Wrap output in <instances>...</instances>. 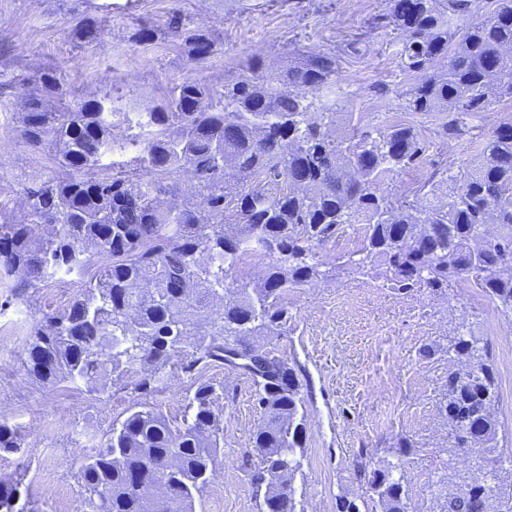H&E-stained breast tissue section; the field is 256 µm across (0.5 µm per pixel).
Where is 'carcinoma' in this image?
I'll return each mask as SVG.
<instances>
[{
  "mask_svg": "<svg viewBox=\"0 0 512 512\" xmlns=\"http://www.w3.org/2000/svg\"><path fill=\"white\" fill-rule=\"evenodd\" d=\"M486 9L483 22L458 25ZM386 19L411 79L405 109L445 113L440 139L461 138L462 116L512 97V54L503 53L512 47V0H389ZM337 74V56L327 53L277 77L185 81L170 88L163 109L137 119L142 150L115 165L102 159L123 148L112 116L126 122L127 113L106 112L99 101L52 111L42 95L31 96L21 138L66 176L24 188L20 219H0V281L20 297L60 273L81 274L94 257L101 264L65 312L30 327L29 377L102 392L112 377H129L147 397L168 366L191 375L230 366L227 353H252L251 337L286 332L288 290L322 275L316 250L348 224L362 225V235L340 259L357 274L405 293L470 284L512 314V123L484 139L472 164L418 187L426 203L394 200L382 185L414 165L426 141L411 126L362 129L340 101L321 95ZM189 169L195 194L177 214L162 200ZM490 222L496 232L488 237ZM246 254L269 260L252 288ZM461 327L446 350L445 412L451 432L471 437L474 470L448 476L430 512H488L489 478L512 461L499 450L490 343ZM239 368L258 388L252 444L263 467L251 481L260 512H297L295 491L280 487H293L306 448L303 385L274 349ZM216 398L214 385L198 382L179 421L146 400L114 420L78 473L91 512H195L224 429ZM22 445L17 430L0 424V452ZM397 469L356 462L371 495L360 505L340 499L338 512H410ZM20 484L0 478V512H23L15 509ZM160 485L173 492L167 503L156 497Z\"/></svg>",
  "mask_w": 512,
  "mask_h": 512,
  "instance_id": "obj_1",
  "label": "carcinoma"
}]
</instances>
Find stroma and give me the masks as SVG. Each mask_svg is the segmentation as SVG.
Segmentation results:
<instances>
[{
    "instance_id": "stroma-1",
    "label": "stroma",
    "mask_w": 512,
    "mask_h": 512,
    "mask_svg": "<svg viewBox=\"0 0 512 512\" xmlns=\"http://www.w3.org/2000/svg\"><path fill=\"white\" fill-rule=\"evenodd\" d=\"M389 0H0V215L19 218L25 185L60 176L48 155L32 151L20 137L19 114L40 88L41 75L56 71L64 96H50L53 108L88 99L111 100L129 118L151 112L166 92L187 80L231 82L259 63L276 72L303 54L334 53L339 70L330 93L353 112L361 127L401 122L429 143L421 159L384 190L410 196L436 168H458L473 161L506 114L512 100L464 116L468 135L441 140L439 112H407L401 93L408 81L398 66V38L383 17ZM180 16L186 32L200 31L214 45L211 57L197 61L188 42L173 39L169 26ZM97 27L85 39L83 23ZM149 38H142V31ZM360 41L359 54L346 46ZM381 83L385 95L372 93ZM360 227L347 225L342 238L319 253L326 278L290 289L293 315L285 335L261 342L285 355L304 385L308 440L294 486L304 512H337L340 498L362 501L369 494L353 467L366 454L372 467L395 463L398 438L414 449L405 458L414 512H429L440 477L465 470L463 458L448 455V423L442 406L448 393V357L443 352L459 320L474 333L500 345L512 336V316L496 311L479 289L452 287L441 296L417 288H391L339 266L346 244L356 243ZM79 282L59 276L54 292L38 289L26 300L0 284V324L15 328L14 344L0 348V423L18 429L24 441L14 453L0 454V477L21 476L24 512H89L79 488L78 469L93 453L113 418L139 395L128 379L117 378L106 391L84 386L46 388L22 366L25 338L43 314L63 310ZM220 390L218 409L224 432L214 476L195 512H259L251 475L261 466L252 435L261 422L258 389L252 378L227 367L210 366L199 376L169 367L152 402L169 417H181L184 397L195 379ZM54 464L55 496L40 487L44 461Z\"/></svg>"
}]
</instances>
